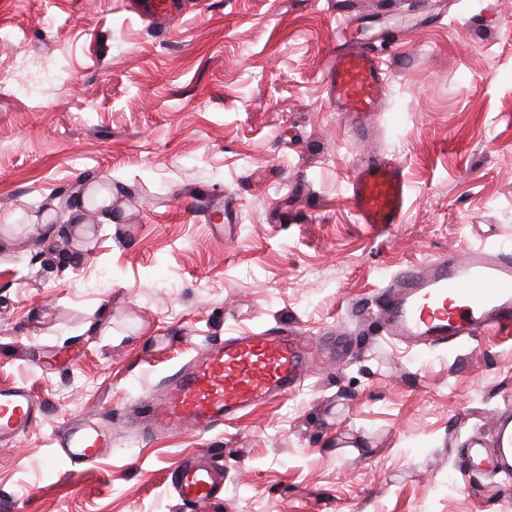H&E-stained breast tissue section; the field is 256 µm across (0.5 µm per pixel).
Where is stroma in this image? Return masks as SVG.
Masks as SVG:
<instances>
[{"label":"stroma","instance_id":"obj_1","mask_svg":"<svg viewBox=\"0 0 512 512\" xmlns=\"http://www.w3.org/2000/svg\"><path fill=\"white\" fill-rule=\"evenodd\" d=\"M345 20L388 72L367 141L328 102ZM0 29V389L46 406L0 445V512H185L187 455L224 464L200 512H512V470L462 459L512 421V331L411 348L365 313L410 265L512 244V0H194L163 36L123 0H0ZM371 150L409 183L383 235L347 202ZM289 325L346 351L209 434L137 426L208 342ZM104 412L72 472L54 428Z\"/></svg>","mask_w":512,"mask_h":512}]
</instances>
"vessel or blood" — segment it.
Listing matches in <instances>:
<instances>
[{"label":"vessel or blood","instance_id":"vessel-or-blood-1","mask_svg":"<svg viewBox=\"0 0 512 512\" xmlns=\"http://www.w3.org/2000/svg\"><path fill=\"white\" fill-rule=\"evenodd\" d=\"M130 12L162 24L179 16L177 0H130ZM329 103L360 137H369L385 95L386 71L377 47L340 45L325 75ZM408 200L403 165L382 154L357 158L348 178V201L360 223L376 233L402 223ZM374 315L391 338L408 346L473 342L512 328V247L468 249L416 264L376 293ZM340 337L318 339L288 328L247 331L206 345L144 397L149 434H205L251 407L295 390L308 369L336 359ZM43 413L42 400L19 385L0 391V443L25 433ZM54 454L72 470L94 465L112 446L106 418L73 420L53 436ZM512 430L499 426L493 455L469 454V467L506 466ZM173 494L190 508L224 498V470L198 456L183 458L166 474Z\"/></svg>","mask_w":512,"mask_h":512}]
</instances>
